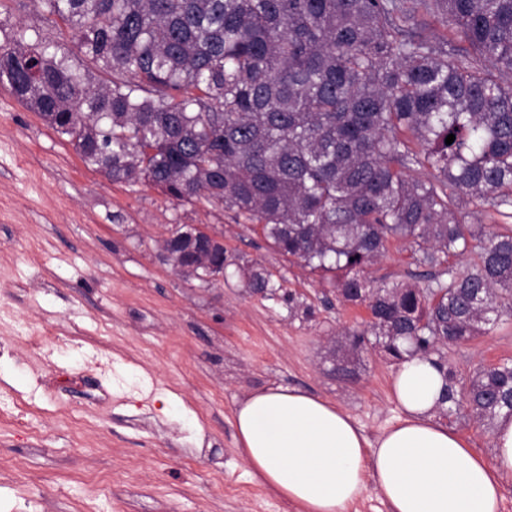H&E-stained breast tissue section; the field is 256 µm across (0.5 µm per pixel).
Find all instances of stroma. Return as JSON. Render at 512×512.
Instances as JSON below:
<instances>
[{
	"label": "stroma",
	"instance_id": "35a3bbf8",
	"mask_svg": "<svg viewBox=\"0 0 512 512\" xmlns=\"http://www.w3.org/2000/svg\"><path fill=\"white\" fill-rule=\"evenodd\" d=\"M7 27L40 26L39 0H10ZM43 40L71 43L40 26ZM176 224H209L232 261L203 282L162 257ZM265 266L315 309L289 314L281 299L249 295L237 266ZM422 266L408 241L392 242L368 271L395 285ZM319 275L279 254L232 211L182 205L159 188L108 180L68 137L0 86V344L21 351L24 324L50 320L64 334L105 343L131 396L111 384L60 395L0 357L6 391L35 392L39 434L15 439L0 414V512H301L254 477L238 450L234 411L252 391L303 390L348 413L368 438L396 423L394 362L369 347L349 355L353 379L332 371V347L365 328V305L324 302ZM462 380L512 360V319L451 347Z\"/></svg>",
	"mask_w": 512,
	"mask_h": 512
}]
</instances>
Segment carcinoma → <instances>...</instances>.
Here are the masks:
<instances>
[{
    "label": "carcinoma",
    "instance_id": "obj_1",
    "mask_svg": "<svg viewBox=\"0 0 512 512\" xmlns=\"http://www.w3.org/2000/svg\"><path fill=\"white\" fill-rule=\"evenodd\" d=\"M39 2L75 49L27 44L22 28L0 46V83L85 163L261 225L343 300L368 303L349 350L435 358L447 418L512 416V363L465 386L443 352L512 318V227L462 217L469 202L512 218V0ZM394 238L431 268L423 283L365 277ZM170 244L201 281L228 267L218 246L191 250L184 224ZM242 273L252 295L281 291L261 265ZM281 298L313 317L295 292Z\"/></svg>",
    "mask_w": 512,
    "mask_h": 512
}]
</instances>
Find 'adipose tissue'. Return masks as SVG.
Masks as SVG:
<instances>
[{"mask_svg":"<svg viewBox=\"0 0 512 512\" xmlns=\"http://www.w3.org/2000/svg\"><path fill=\"white\" fill-rule=\"evenodd\" d=\"M442 377L429 359L399 363L393 391L403 414L375 440L350 415L298 389L254 391L234 413L254 475L302 512H344L373 480L392 512H499L512 474V417L493 432L485 459L436 421Z\"/></svg>","mask_w":512,"mask_h":512,"instance_id":"adipose-tissue-1","label":"adipose tissue"}]
</instances>
